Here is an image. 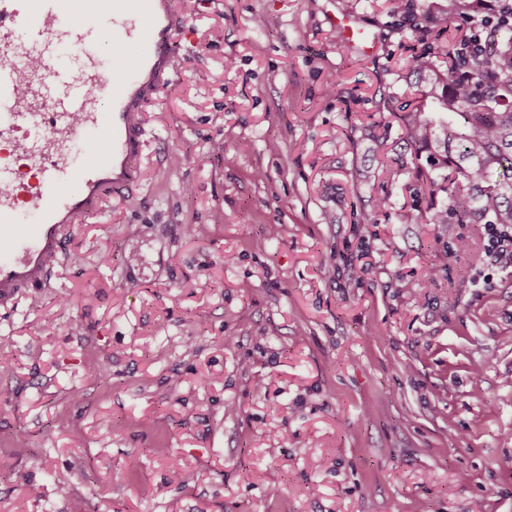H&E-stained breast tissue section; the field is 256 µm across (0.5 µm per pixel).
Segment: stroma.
Instances as JSON below:
<instances>
[{
  "label": "stroma",
  "instance_id": "obj_1",
  "mask_svg": "<svg viewBox=\"0 0 512 512\" xmlns=\"http://www.w3.org/2000/svg\"><path fill=\"white\" fill-rule=\"evenodd\" d=\"M170 2L138 190L0 304V512H512V267L401 220L389 0Z\"/></svg>",
  "mask_w": 512,
  "mask_h": 512
}]
</instances>
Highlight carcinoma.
<instances>
[{
  "label": "carcinoma",
  "mask_w": 512,
  "mask_h": 512,
  "mask_svg": "<svg viewBox=\"0 0 512 512\" xmlns=\"http://www.w3.org/2000/svg\"><path fill=\"white\" fill-rule=\"evenodd\" d=\"M397 31L419 48L403 62L413 97L386 112L426 166L407 172L419 198L406 224H498L512 228V24L503 0H390Z\"/></svg>",
  "instance_id": "obj_1"
}]
</instances>
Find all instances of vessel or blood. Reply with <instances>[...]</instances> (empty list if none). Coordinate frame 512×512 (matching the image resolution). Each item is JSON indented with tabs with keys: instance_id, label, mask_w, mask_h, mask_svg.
<instances>
[{
	"instance_id": "obj_1",
	"label": "vessel or blood",
	"mask_w": 512,
	"mask_h": 512,
	"mask_svg": "<svg viewBox=\"0 0 512 512\" xmlns=\"http://www.w3.org/2000/svg\"><path fill=\"white\" fill-rule=\"evenodd\" d=\"M133 21L112 31V59L123 68V51L141 46L130 75L106 86L96 29L115 0H74L79 21H66L61 0H0V140L28 160L38 181L25 184L0 164V301L47 282L65 252L70 231L98 212L108 190L132 191L144 143L138 111L167 81L170 51L180 22L169 0H125ZM80 43V54L65 49ZM47 70L48 80L33 76ZM103 133L105 149L83 165L69 161L79 133ZM38 213L30 231H19V210Z\"/></svg>"
}]
</instances>
